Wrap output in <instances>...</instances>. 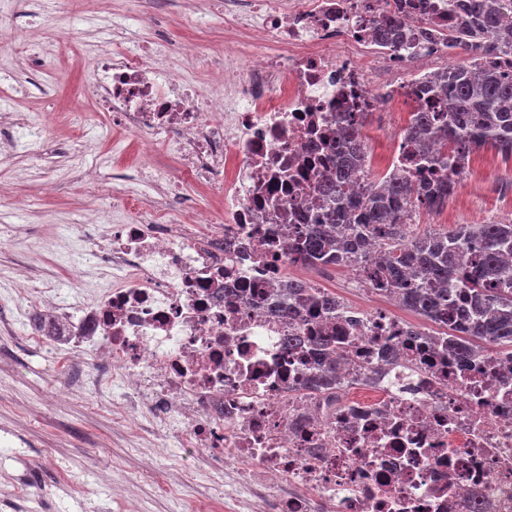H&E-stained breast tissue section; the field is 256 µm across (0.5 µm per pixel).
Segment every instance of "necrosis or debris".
Wrapping results in <instances>:
<instances>
[{"label":"necrosis or debris","mask_w":512,"mask_h":512,"mask_svg":"<svg viewBox=\"0 0 512 512\" xmlns=\"http://www.w3.org/2000/svg\"><path fill=\"white\" fill-rule=\"evenodd\" d=\"M456 22L448 0H244L224 11L225 39L246 32L264 49L225 64L207 91L159 65L150 15L118 43L85 19L95 111L143 151L163 139L180 178L155 185L178 199L183 184L208 188L224 221L193 201L189 224L132 218L98 239L120 284L88 293L72 280L70 303L51 285L19 294L57 321L51 350L95 358L142 410L136 438L170 436L217 470L240 464L224 512H512V354L461 356L453 313L435 333L343 300L329 314L274 312L291 235L321 219L317 186L336 176L344 127L373 141L358 191L381 173L460 188L490 172L410 131L417 113L448 108L429 82L467 55L445 43ZM381 29L391 44H373ZM316 336L335 337L336 361ZM331 362L335 387L315 388Z\"/></svg>","instance_id":"1"}]
</instances>
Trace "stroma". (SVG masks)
Wrapping results in <instances>:
<instances>
[{
    "label": "stroma",
    "mask_w": 512,
    "mask_h": 512,
    "mask_svg": "<svg viewBox=\"0 0 512 512\" xmlns=\"http://www.w3.org/2000/svg\"><path fill=\"white\" fill-rule=\"evenodd\" d=\"M153 7V0H70L65 21L29 26L25 37L40 43L47 57L50 106L23 91L29 76L24 49L0 54L18 81L7 88L6 103L20 107L27 119L23 129L0 124V145H17L15 152L0 154V493L27 474L41 475L36 496L9 508L0 505V512H108L113 495L143 471L153 472L154 479L138 488L137 512H186L190 502L224 499L223 474L209 470L200 456L165 438L129 439L117 424L119 401L81 385L94 370L90 359L49 358L39 347L23 361L11 354L31 331L11 293L16 273L34 288L57 285L65 300L72 276L90 277L96 271L94 254L76 249L77 240L90 238L91 227L83 219L98 202L86 170L99 166L100 187L109 194L114 174L136 179L151 165L171 175L178 170L163 145L144 154L138 137L113 128L109 117L90 120L71 110L91 97L89 60L73 36L81 19L95 12L134 28L139 13ZM187 11L185 0H169L154 34L168 47L170 68L181 44L197 41L195 79L205 85L224 64V9L214 7L211 28L202 35L191 27ZM496 164L502 174L498 183L466 187L444 208L421 212L411 233L449 231L512 213V197L506 194L512 188V161L500 158ZM46 183L55 189L45 195L41 187ZM166 481L181 483L180 494H165L161 485ZM75 486L80 495L72 494Z\"/></svg>",
    "instance_id": "1"
}]
</instances>
